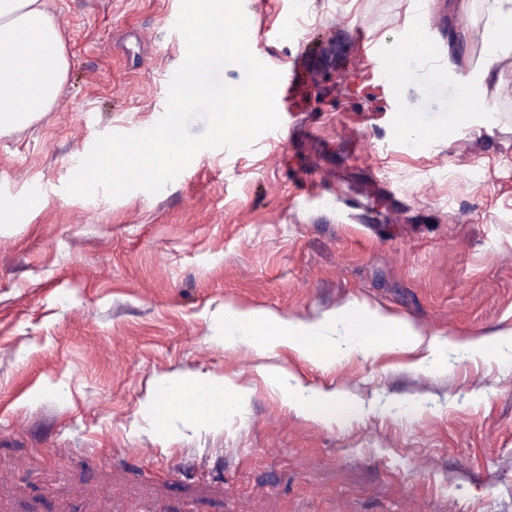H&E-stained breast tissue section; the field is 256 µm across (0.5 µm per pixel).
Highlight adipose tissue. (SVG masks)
<instances>
[{
    "label": "adipose tissue",
    "instance_id": "adipose-tissue-1",
    "mask_svg": "<svg viewBox=\"0 0 512 512\" xmlns=\"http://www.w3.org/2000/svg\"><path fill=\"white\" fill-rule=\"evenodd\" d=\"M14 47L0 55V131L24 127L51 111L62 94L70 60L62 36L45 0H0V43ZM332 323H366L370 338L355 341V350L368 354L379 347L402 348L421 344L419 334L397 328L394 323L366 309L336 313ZM225 322L259 337L263 349L279 343L298 344L312 329L271 314H246L226 309Z\"/></svg>",
    "mask_w": 512,
    "mask_h": 512
}]
</instances>
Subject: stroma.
<instances>
[{"instance_id":"stroma-1","label":"stroma","mask_w":512,"mask_h":512,"mask_svg":"<svg viewBox=\"0 0 512 512\" xmlns=\"http://www.w3.org/2000/svg\"><path fill=\"white\" fill-rule=\"evenodd\" d=\"M179 3L46 0L67 20L64 94L0 133V512H97L115 488L112 512H512V365L426 360L435 339L512 332V53L486 54L481 0H258L253 54L307 66L281 140L208 149L155 195L67 194L100 135L164 114L182 47L161 19ZM430 12L434 51L461 37L454 70L393 88L363 67ZM406 112L431 125L415 146ZM352 303L424 346L353 351L369 327L327 323ZM228 307L317 325L335 355L225 344ZM222 382L236 396L217 420L155 404Z\"/></svg>"}]
</instances>
